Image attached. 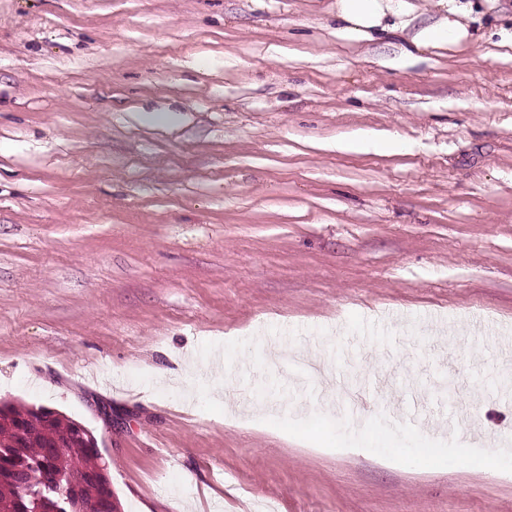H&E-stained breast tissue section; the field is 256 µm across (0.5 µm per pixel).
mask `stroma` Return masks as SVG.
I'll return each instance as SVG.
<instances>
[{
  "label": "stroma",
  "mask_w": 512,
  "mask_h": 512,
  "mask_svg": "<svg viewBox=\"0 0 512 512\" xmlns=\"http://www.w3.org/2000/svg\"><path fill=\"white\" fill-rule=\"evenodd\" d=\"M408 2L0 0V401L120 512H512V0ZM387 4L384 0H337L336 20L342 24V31L354 40H373L372 30L381 32L396 31L401 26L393 23L383 24L387 14L402 18L407 12L405 0ZM466 35V28L458 19L451 20L447 17L442 24L422 29L416 34L413 41L420 48L440 43L459 42Z\"/></svg>",
  "instance_id": "35a3bbf8"
}]
</instances>
